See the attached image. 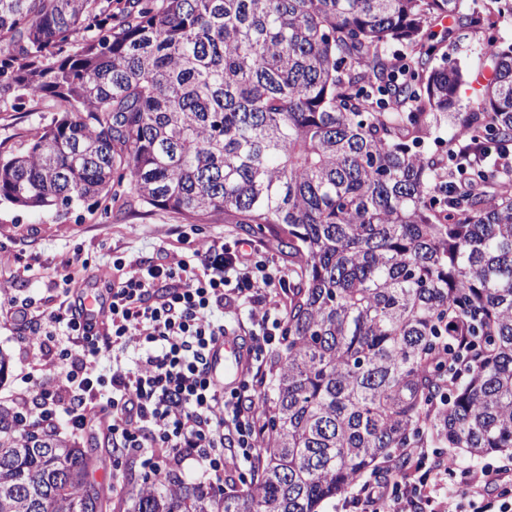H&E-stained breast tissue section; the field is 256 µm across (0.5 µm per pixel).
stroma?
<instances>
[{"label":"stroma","mask_w":512,"mask_h":512,"mask_svg":"<svg viewBox=\"0 0 512 512\" xmlns=\"http://www.w3.org/2000/svg\"><path fill=\"white\" fill-rule=\"evenodd\" d=\"M512 42V24L490 31L475 29L455 44L445 45L448 64L467 72V81L459 91V109L466 112L477 100L476 89L486 74L479 68L481 51L489 38ZM59 103L43 101L34 112L0 111V150L19 151L29 143L35 131L57 117ZM241 238L231 224H191L167 210L139 208L128 210L119 201L108 207L87 208L78 205L66 214L53 211L23 210L0 202V290L16 302H36L43 307L59 303L58 288L71 283L88 296L105 295L104 272L116 255L143 262L158 260L162 249L173 251L175 259L187 258V249L177 247L178 238L197 240L208 237ZM14 321L0 315V349L11 356L7 375L0 379V403H9L11 395L23 388L29 359L19 341ZM61 435H72L82 447H94L97 468L92 474L101 496L112 503L114 512H131L130 488L155 482L145 470L139 454L113 455L108 435L70 434L66 422H58Z\"/></svg>","instance_id":"1"}]
</instances>
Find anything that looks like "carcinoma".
Masks as SVG:
<instances>
[{
    "mask_svg": "<svg viewBox=\"0 0 512 512\" xmlns=\"http://www.w3.org/2000/svg\"><path fill=\"white\" fill-rule=\"evenodd\" d=\"M0 0V110L62 114L0 154V201L134 190L288 256L261 470L219 499L173 476L133 512H324L395 448L512 458V177L422 149L466 82L439 46L512 0ZM443 37L427 42L435 24ZM453 139L512 145V43ZM0 405V512H104L93 459ZM455 146H457L458 150H449L450 157L456 164L455 169L451 170L448 183L446 182L445 184L446 189H448V194L454 191L455 187H458L457 181L461 185L462 180L466 178L467 166H470L467 162V158L470 156V143H467L464 140H457ZM461 161H466L467 164L460 163Z\"/></svg>",
    "mask_w": 512,
    "mask_h": 512,
    "instance_id": "cac0c4a2",
    "label": "carcinoma"
}]
</instances>
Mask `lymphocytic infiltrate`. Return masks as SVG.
<instances>
[{"label":"lymphocytic infiltrate","mask_w":512,"mask_h":512,"mask_svg":"<svg viewBox=\"0 0 512 512\" xmlns=\"http://www.w3.org/2000/svg\"><path fill=\"white\" fill-rule=\"evenodd\" d=\"M189 260L142 264L116 258L106 276L110 301L99 329L83 325L84 297L63 289L55 308L17 305L0 297V311L35 326L39 342L29 349L36 368L29 388L13 405L20 433L52 430L66 418L72 431L97 427L112 435L118 453L139 450L143 464L169 474L194 460L207 478L222 480L226 447L254 462L263 429L259 405L272 360L283 343L287 279L268 250L221 237L193 240ZM247 319H240L241 307ZM245 335L246 363L234 385L211 373L210 351L226 335ZM143 355L134 368L120 358L127 346ZM112 358V374L98 370ZM413 470L354 482L336 512H512V474L501 467L473 469L428 451L410 448ZM500 489V506L484 502L489 484Z\"/></svg>","instance_id":"obj_1"}]
</instances>
